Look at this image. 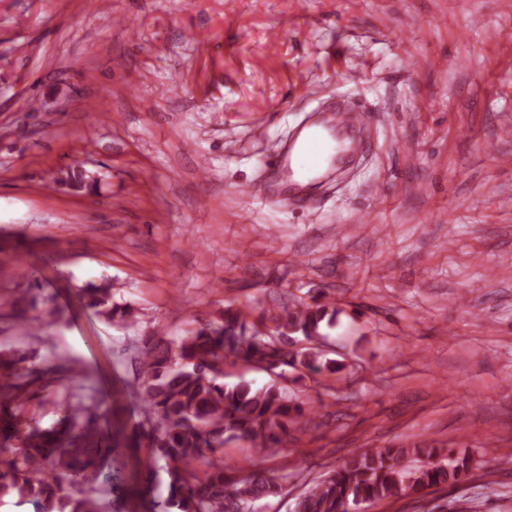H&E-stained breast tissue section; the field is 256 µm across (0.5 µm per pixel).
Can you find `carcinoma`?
<instances>
[{
  "instance_id": "obj_1",
  "label": "carcinoma",
  "mask_w": 512,
  "mask_h": 512,
  "mask_svg": "<svg viewBox=\"0 0 512 512\" xmlns=\"http://www.w3.org/2000/svg\"><path fill=\"white\" fill-rule=\"evenodd\" d=\"M77 299L110 324L133 322L132 309L113 301L110 286L90 282ZM337 313L322 291L309 302L261 310L253 321L244 310L228 305L178 339L142 340L136 357L138 395L152 425L147 432H135V441L146 440L154 448L146 483L153 481L155 464L164 462L170 507L178 512H246L249 503L275 491V483L264 475L242 476L224 466V445L239 440L261 453L277 448L305 408L275 384L224 383V363L334 374L336 361L321 362L315 343L322 323H333ZM23 362L0 360L11 379L0 385V437L15 442L5 449L8 457L0 459V501L14 495L18 504L32 505L33 512H102V488L118 486L112 471L103 467L116 447L112 430L99 422L95 403L81 400L62 405L63 417L50 429L27 417L29 389L57 373L58 366L51 360ZM469 470L468 457H454L431 442L358 450L300 496L295 512H348L352 504L453 487ZM64 473L81 476L80 486H65L60 480Z\"/></svg>"
}]
</instances>
